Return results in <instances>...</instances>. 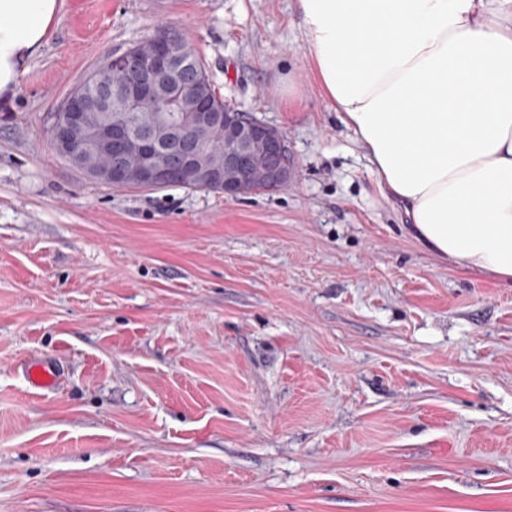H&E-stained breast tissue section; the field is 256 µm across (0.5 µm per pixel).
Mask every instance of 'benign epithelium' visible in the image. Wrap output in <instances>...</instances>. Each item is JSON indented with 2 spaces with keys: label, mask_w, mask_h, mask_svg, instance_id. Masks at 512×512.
I'll return each instance as SVG.
<instances>
[{
  "label": "benign epithelium",
  "mask_w": 512,
  "mask_h": 512,
  "mask_svg": "<svg viewBox=\"0 0 512 512\" xmlns=\"http://www.w3.org/2000/svg\"><path fill=\"white\" fill-rule=\"evenodd\" d=\"M183 35L173 28H162L155 36L153 53L139 66L134 48L112 56L91 81L106 91V96L90 101L78 93L69 94L62 106L65 119L52 134L58 153L69 158L91 179L117 187L151 188L174 182L220 183L224 195L236 197L253 185L256 172L273 188L288 183L294 168L287 159L288 143L275 127L265 123L230 122L224 125V158L212 157L201 149L202 142L216 128L213 115L194 108L189 135L183 137L184 149L175 167L161 161L152 141L167 134L170 126L152 118L151 139L124 132L126 113L135 111L151 95L169 94L186 111L192 100L190 88L180 77L178 48ZM130 69L133 74L121 85H112L115 71ZM134 155L140 162L129 167L119 160L111 165L100 162L112 149Z\"/></svg>",
  "instance_id": "7a95c632"
}]
</instances>
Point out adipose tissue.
Returning a JSON list of instances; mask_svg holds the SVG:
<instances>
[{
	"label": "adipose tissue",
	"instance_id": "adipose-tissue-1",
	"mask_svg": "<svg viewBox=\"0 0 512 512\" xmlns=\"http://www.w3.org/2000/svg\"><path fill=\"white\" fill-rule=\"evenodd\" d=\"M62 0H0V104ZM331 108L417 240L512 280V0H295Z\"/></svg>",
	"mask_w": 512,
	"mask_h": 512
}]
</instances>
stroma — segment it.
Listing matches in <instances>:
<instances>
[{"label":"stroma","instance_id":"stroma-1","mask_svg":"<svg viewBox=\"0 0 512 512\" xmlns=\"http://www.w3.org/2000/svg\"><path fill=\"white\" fill-rule=\"evenodd\" d=\"M160 26L282 131L286 186L115 188L54 151L52 112ZM406 222L294 0H63L0 105V512H512V283ZM58 368L50 361H41L28 368L27 380L30 389L34 391H50L59 381Z\"/></svg>","mask_w":512,"mask_h":512}]
</instances>
